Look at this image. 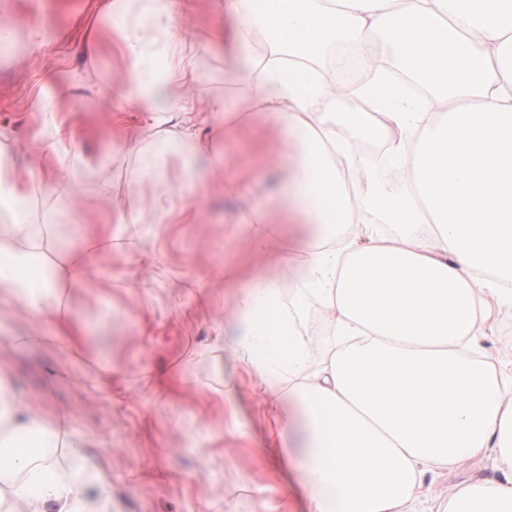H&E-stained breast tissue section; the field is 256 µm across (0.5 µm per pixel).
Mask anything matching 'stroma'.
I'll return each mask as SVG.
<instances>
[{
  "label": "stroma",
  "instance_id": "stroma-1",
  "mask_svg": "<svg viewBox=\"0 0 512 512\" xmlns=\"http://www.w3.org/2000/svg\"><path fill=\"white\" fill-rule=\"evenodd\" d=\"M47 40L24 56L0 49V130L14 141L0 143L19 168L37 163L32 138L53 134L33 109L39 99L60 103L68 127L66 145L84 168L112 183L108 197L92 188L80 193L74 219L57 217L55 229L72 255L85 256L89 235L112 223L120 208L138 209L151 232L166 246L160 268L138 264V244L119 253L99 252L103 279L66 288L62 307L86 334L74 349L59 348L55 316L39 324L16 309H0L7 333L25 335L38 327L46 341L11 361L14 389L68 417L90 445L87 462L112 473L108 512H277L266 488L270 470L259 462L250 436L265 423L264 407L251 379L238 372L228 387L229 367L197 366L196 352L214 338L217 319L232 298L215 268L231 269L245 258L249 242L236 218L241 200L219 190L189 197L186 216L161 223L153 210L156 192L143 185L130 194L136 156L129 145L143 130L144 116L126 112L113 122L111 110L130 67L112 21L110 0H46ZM211 74L209 93L236 106L237 130L214 129L208 113L199 116L203 139L224 150L226 173L251 180L254 205L271 204V180L259 174L254 136L280 137L274 119L250 111L243 88L222 55L202 60ZM482 332V353L497 367L512 369V304L503 303ZM60 365L69 377L45 384L41 371ZM490 460H473L426 475L418 512H428L449 488L493 479Z\"/></svg>",
  "mask_w": 512,
  "mask_h": 512
}]
</instances>
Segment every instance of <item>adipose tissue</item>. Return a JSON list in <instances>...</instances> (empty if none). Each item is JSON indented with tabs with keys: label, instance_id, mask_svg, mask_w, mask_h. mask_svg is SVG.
Masks as SVG:
<instances>
[{
	"label": "adipose tissue",
	"instance_id": "1",
	"mask_svg": "<svg viewBox=\"0 0 512 512\" xmlns=\"http://www.w3.org/2000/svg\"><path fill=\"white\" fill-rule=\"evenodd\" d=\"M123 3L112 12L134 62L124 99L150 118L137 180L160 183V214L182 211L197 187L199 110L218 126L234 114L207 97L201 58L221 50L248 104L280 124L284 145L266 151L265 167L283 175L279 203L296 233L280 249L284 226L268 211L245 213L256 280L236 291L198 356L252 376L272 421L262 454L286 472L304 512H416L426 474L484 457L496 479L452 487L430 512H512V373L477 355L492 318L481 274L512 282V0H212L226 25L192 56L185 0H144L133 16ZM0 15L10 20L1 42L43 44L42 25L9 0ZM338 41L366 58L386 49L429 98L412 100L378 72L361 87L318 76L309 61ZM375 94L379 118L344 119L395 157L392 187L332 118L340 98ZM65 139L57 130L46 165L22 175L0 157V306L36 318L54 309L60 285L99 278L87 262L58 265L48 280L30 273L36 251L64 245L26 223L20 203L37 184L73 208L79 173ZM172 152L185 168L175 190L161 184ZM381 224L395 234L379 235ZM306 293L327 312L330 351L318 363L295 318ZM49 437L84 452L59 416L18 399L0 359V512H100L112 497L108 471L42 467L35 451Z\"/></svg>",
	"mask_w": 512,
	"mask_h": 512
}]
</instances>
